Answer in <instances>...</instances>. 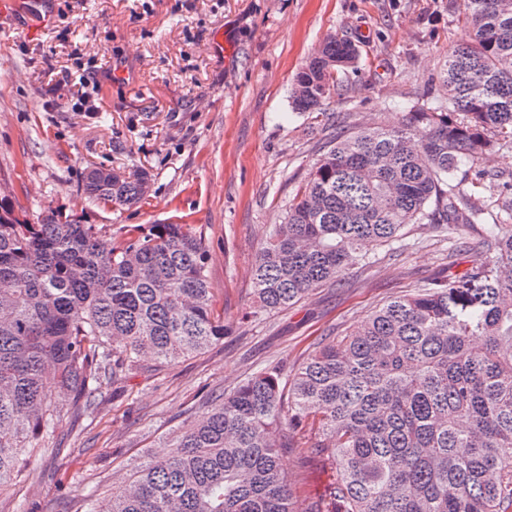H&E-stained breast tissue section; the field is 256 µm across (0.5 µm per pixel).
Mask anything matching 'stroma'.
<instances>
[{
	"label": "stroma",
	"instance_id": "stroma-1",
	"mask_svg": "<svg viewBox=\"0 0 512 512\" xmlns=\"http://www.w3.org/2000/svg\"><path fill=\"white\" fill-rule=\"evenodd\" d=\"M50 10L34 36L28 16L0 15V194L30 220L48 207L86 209L116 240L139 225H187L204 242L225 334L176 364L102 381L95 409L63 397L49 454L0 485V512H77L91 490L121 487L143 455L168 453L209 395L265 368L291 378L375 308L465 271L486 233L470 225L458 244L414 224L416 246L374 247L369 265L349 266L293 308H255V257L336 128L396 126L403 106L444 95L449 52L474 37L449 0H50ZM218 33L234 57L213 49ZM330 34L357 44L358 67L324 111H295L294 77ZM96 59L124 65V79H101L96 111L55 106L48 67L77 77ZM90 165L147 170L150 193L132 207L86 202ZM281 465L299 502L332 504L330 462L302 446L283 451Z\"/></svg>",
	"mask_w": 512,
	"mask_h": 512
}]
</instances>
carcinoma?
Wrapping results in <instances>:
<instances>
[{
	"mask_svg": "<svg viewBox=\"0 0 512 512\" xmlns=\"http://www.w3.org/2000/svg\"><path fill=\"white\" fill-rule=\"evenodd\" d=\"M474 29L448 53L446 99L399 127L336 132L255 258L254 293L283 311L340 280L364 247H404L410 224L453 234L490 220L486 256L433 279L320 345L283 384L258 371L80 512H327L301 506L279 457L298 430L336 468L333 512H512V178L479 161L512 146V0H452ZM360 59L328 35L292 104L319 112ZM149 172L94 167L85 199L130 206ZM224 338L202 240L185 224L122 241L49 207L36 221L0 197V484L46 452L57 399L99 404V383L174 363Z\"/></svg>",
	"mask_w": 512,
	"mask_h": 512,
	"instance_id": "cac0c4a2",
	"label": "carcinoma"
}]
</instances>
